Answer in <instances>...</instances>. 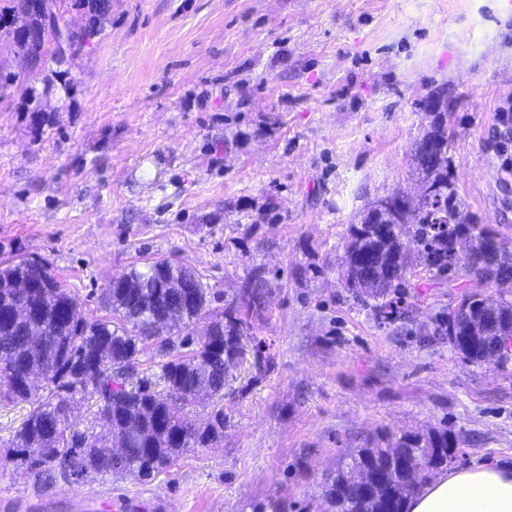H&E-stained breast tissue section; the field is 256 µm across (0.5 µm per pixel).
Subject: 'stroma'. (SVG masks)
<instances>
[{"mask_svg":"<svg viewBox=\"0 0 512 512\" xmlns=\"http://www.w3.org/2000/svg\"><path fill=\"white\" fill-rule=\"evenodd\" d=\"M68 88L0 98V261L36 258L84 314L159 258L196 271L212 310L253 275L271 293L227 369L224 438L154 477L38 484L0 464V512H324L343 457L448 429L449 468L512 464V361L474 363L437 325L471 291L419 279L404 317L346 288L350 227L413 192L414 143L445 91L465 211L512 241V9L499 0H112Z\"/></svg>","mask_w":512,"mask_h":512,"instance_id":"1","label":"stroma"}]
</instances>
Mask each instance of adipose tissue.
I'll list each match as a JSON object with an SVG mask.
<instances>
[{
  "instance_id": "obj_1",
  "label": "adipose tissue",
  "mask_w": 512,
  "mask_h": 512,
  "mask_svg": "<svg viewBox=\"0 0 512 512\" xmlns=\"http://www.w3.org/2000/svg\"><path fill=\"white\" fill-rule=\"evenodd\" d=\"M408 512H512V467L475 464L442 473L409 499Z\"/></svg>"
}]
</instances>
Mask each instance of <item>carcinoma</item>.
I'll list each match as a JSON object with an SVG mask.
<instances>
[{"label": "carcinoma", "instance_id": "carcinoma-1", "mask_svg": "<svg viewBox=\"0 0 512 512\" xmlns=\"http://www.w3.org/2000/svg\"><path fill=\"white\" fill-rule=\"evenodd\" d=\"M77 12L83 25L69 26L66 15ZM26 17L27 27L13 26ZM112 15V0H0V52L6 50L17 70H0V95L20 88L28 95L32 111L39 99L32 81L42 76L43 91L63 81L64 74L42 72L47 56L62 63L83 51L100 35ZM437 111L418 142L429 141L448 151V103L436 100ZM428 186L424 195L393 194L401 205L388 216L385 232L374 235L352 225L343 266L345 285L364 290L379 300L376 311L403 302L410 278L423 271L429 279L452 281L458 271L448 270V252L454 238L468 234L480 265L474 289L476 312H495L500 325L512 323V301L488 293L504 266L512 269V248L501 242L494 266L481 259V243L496 234L484 224H452L458 207L448 178V166L418 171ZM184 266L167 259L150 261L133 269L123 281L102 290L112 311L110 319H89L77 299L48 267L24 259L0 261V403L27 402L32 409L6 442V459L25 466L35 480L50 483L57 475L82 477L134 475L147 479L170 466L181 454L207 448L224 438V411L203 420L182 413L204 399H223L227 359L245 356L243 337L252 320L265 309L270 292L262 277H252L236 297L217 313L210 310V288L200 279L183 280ZM28 279L37 285L33 301L40 315L33 317L40 335L25 330L11 318L20 298L10 285ZM170 297L180 320L164 332L151 330L156 304ZM206 317L211 331L194 337L191 325ZM450 313L438 330L448 342L474 363L481 361L493 335L469 336L453 322ZM155 340L169 352L160 365L159 380L166 394L158 393L149 379L133 381L139 344ZM95 399L93 429L73 425L75 412ZM121 441L124 454L112 455V439ZM457 447L446 430L406 434L387 446L359 448L336 469L325 489L328 512H407L408 498L416 486L406 485L409 471L419 470L420 481L448 468Z\"/></svg>", "mask_w": 512, "mask_h": 512}]
</instances>
